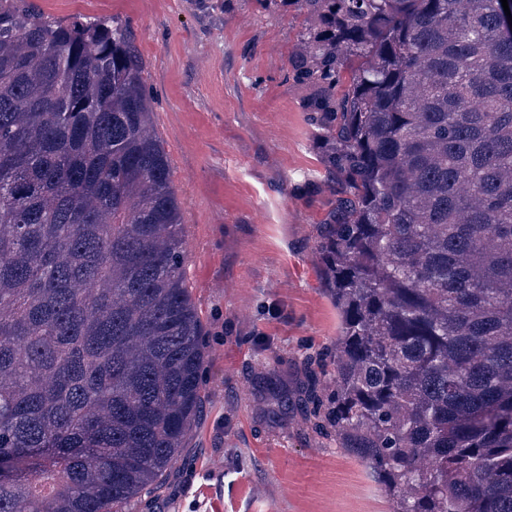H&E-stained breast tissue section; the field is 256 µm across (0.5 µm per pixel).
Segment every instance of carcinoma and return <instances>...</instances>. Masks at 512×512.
Here are the masks:
<instances>
[{
  "instance_id": "cac0c4a2",
  "label": "carcinoma",
  "mask_w": 512,
  "mask_h": 512,
  "mask_svg": "<svg viewBox=\"0 0 512 512\" xmlns=\"http://www.w3.org/2000/svg\"><path fill=\"white\" fill-rule=\"evenodd\" d=\"M304 16L341 336L311 396L393 512H512V24L501 0ZM145 64L116 18L0 0V512H120L203 405L202 326Z\"/></svg>"
}]
</instances>
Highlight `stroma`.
Returning <instances> with one entry per match:
<instances>
[{
	"label": "stroma",
	"mask_w": 512,
	"mask_h": 512,
	"mask_svg": "<svg viewBox=\"0 0 512 512\" xmlns=\"http://www.w3.org/2000/svg\"><path fill=\"white\" fill-rule=\"evenodd\" d=\"M30 2L131 25L204 325L202 412L161 490L126 512H391L309 414L308 361L335 346L339 319L316 250L335 198L311 91L290 77L301 17L251 0Z\"/></svg>",
	"instance_id": "obj_1"
}]
</instances>
